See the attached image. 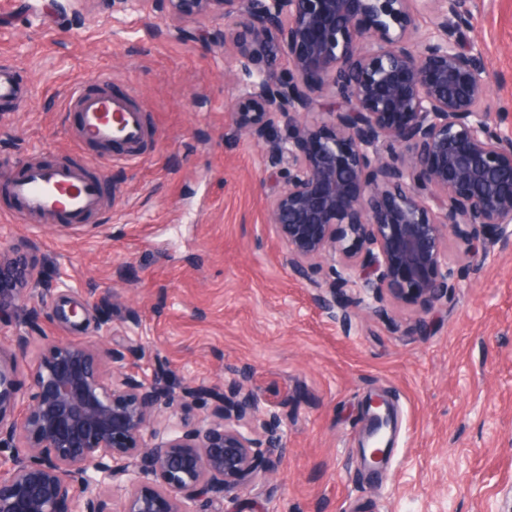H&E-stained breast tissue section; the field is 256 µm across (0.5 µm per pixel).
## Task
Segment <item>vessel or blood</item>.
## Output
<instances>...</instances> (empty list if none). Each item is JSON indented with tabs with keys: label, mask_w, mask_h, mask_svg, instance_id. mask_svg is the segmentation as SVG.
<instances>
[{
	"label": "vessel or blood",
	"mask_w": 512,
	"mask_h": 512,
	"mask_svg": "<svg viewBox=\"0 0 512 512\" xmlns=\"http://www.w3.org/2000/svg\"><path fill=\"white\" fill-rule=\"evenodd\" d=\"M28 93L11 63H0V102H17ZM77 117L73 137L102 147V161L113 157L133 163L151 136L143 112L129 94L106 88L76 87L66 99ZM104 179L87 162L43 165L28 161L0 182V192L16 205L26 221H42L62 229L86 226L105 202Z\"/></svg>",
	"instance_id": "vessel-or-blood-1"
}]
</instances>
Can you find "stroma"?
Here are the masks:
<instances>
[{
	"mask_svg": "<svg viewBox=\"0 0 512 512\" xmlns=\"http://www.w3.org/2000/svg\"><path fill=\"white\" fill-rule=\"evenodd\" d=\"M0 0V60L33 93L0 104V177L12 162L92 160L70 136L65 94L110 81L132 91L153 130L141 161L106 166V206L63 231L15 220L0 194V243L45 265L51 290L112 313L73 328L39 307L40 334L123 351L136 378L155 366L200 384L245 368L281 418L274 475L227 493L216 512H512V238L480 269L454 259L447 304L330 319L284 262L265 199L280 180L238 131L227 101L224 20L108 18L100 0ZM495 106L512 113V0H469ZM428 317L425 332L414 326ZM385 394L395 456L361 467L365 402Z\"/></svg>",
	"mask_w": 512,
	"mask_h": 512,
	"instance_id": "35a3bbf8",
	"label": "stroma"
}]
</instances>
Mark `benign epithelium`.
<instances>
[{"mask_svg":"<svg viewBox=\"0 0 512 512\" xmlns=\"http://www.w3.org/2000/svg\"><path fill=\"white\" fill-rule=\"evenodd\" d=\"M116 13L165 9L171 29L188 13L224 18L234 76L227 103L240 132L275 165L268 223L286 244L292 274L319 290V307L344 324L382 316L385 301L448 303L450 239L478 268L512 236V118L489 105L481 44L463 42V0H103ZM434 16L422 32L416 14ZM328 266L321 280L315 272ZM49 281L45 267L0 247V319ZM359 296L341 301L336 292ZM66 321L111 320L105 308L60 304ZM33 390L16 383L18 357L0 350V512H189L273 474L282 454L277 416L238 371L192 385L160 369L123 371L124 353L88 341L41 337ZM188 402L209 405L206 423L178 419ZM25 412L17 414L20 404ZM371 424L389 414L368 399ZM267 450L257 451L259 433Z\"/></svg>","mask_w":512,"mask_h":512,"instance_id":"1","label":"benign epithelium"}]
</instances>
